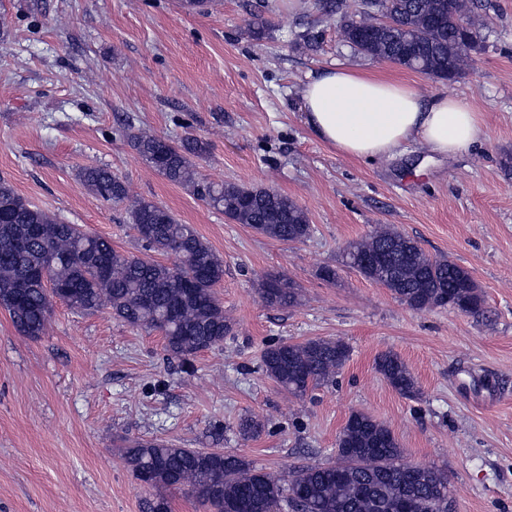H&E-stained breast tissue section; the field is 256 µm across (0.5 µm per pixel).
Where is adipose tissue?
<instances>
[{
    "instance_id": "1",
    "label": "adipose tissue",
    "mask_w": 512,
    "mask_h": 512,
    "mask_svg": "<svg viewBox=\"0 0 512 512\" xmlns=\"http://www.w3.org/2000/svg\"><path fill=\"white\" fill-rule=\"evenodd\" d=\"M305 122L346 157L381 160L410 144L452 158L488 139L482 112L448 93L427 96L413 84L365 70L320 69L301 90Z\"/></svg>"
}]
</instances>
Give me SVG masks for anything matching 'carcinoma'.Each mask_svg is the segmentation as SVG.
I'll list each match as a JSON object with an SVG mask.
<instances>
[{
    "label": "carcinoma",
    "instance_id": "carcinoma-1",
    "mask_svg": "<svg viewBox=\"0 0 512 512\" xmlns=\"http://www.w3.org/2000/svg\"><path fill=\"white\" fill-rule=\"evenodd\" d=\"M396 26L378 28L370 13L340 24L343 41L363 55L409 64L428 78L451 80L465 68L478 45L475 9L482 0H380ZM128 138L139 158L170 183L187 189L237 224L278 241L309 237L306 212L270 188H246L198 175L194 159L207 144L189 134L179 142L146 133ZM92 194L125 205L144 253L123 254L101 236L88 235L24 199L0 177V308L17 331L33 339L46 334L53 293L77 313L108 309L136 329L163 334L168 358L185 363L197 352L224 348L233 323L215 287L224 262L189 224L166 207L131 193L106 166L80 170ZM390 248L373 272L364 256ZM346 263L387 288L415 310L453 307L480 317L485 300L471 273L446 258H432L419 243L398 231L377 228L345 249ZM49 269L45 282L30 280L35 268ZM258 292L270 306L292 307L300 293L285 277L267 278ZM340 341H280L265 348L262 371L295 397L335 381L348 360ZM376 368L396 392L418 394L417 381L395 353L380 355ZM336 462L298 467L286 475L265 472L246 458L212 448H181L158 440H132L122 456L135 478L153 489L186 490L206 512H449L448 478L440 471L403 461L391 429L371 415L352 412L337 442Z\"/></svg>",
    "mask_w": 512,
    "mask_h": 512
}]
</instances>
